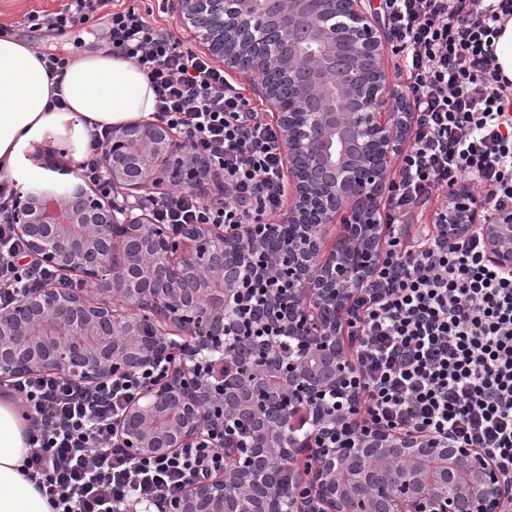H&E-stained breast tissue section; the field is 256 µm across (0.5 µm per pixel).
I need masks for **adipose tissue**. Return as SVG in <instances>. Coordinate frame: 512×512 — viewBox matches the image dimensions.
<instances>
[{"instance_id": "adipose-tissue-1", "label": "adipose tissue", "mask_w": 512, "mask_h": 512, "mask_svg": "<svg viewBox=\"0 0 512 512\" xmlns=\"http://www.w3.org/2000/svg\"><path fill=\"white\" fill-rule=\"evenodd\" d=\"M154 111V94L132 63L99 50L48 72L33 45L0 32V175L15 176L27 150L67 135L88 141L93 125L112 126ZM25 423L16 401L0 399V512H53L23 473Z\"/></svg>"}]
</instances>
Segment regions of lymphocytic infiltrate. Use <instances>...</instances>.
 <instances>
[{"label":"lymphocytic infiltrate","instance_id":"lymphocytic-infiltrate-1","mask_svg":"<svg viewBox=\"0 0 512 512\" xmlns=\"http://www.w3.org/2000/svg\"><path fill=\"white\" fill-rule=\"evenodd\" d=\"M103 8L113 56L136 65L155 94L154 119L183 135L205 163L202 176L223 179L211 201L179 187L145 196L140 209L175 234L189 224H259L276 214L287 183L279 132L210 57L126 0H69L26 20L58 32ZM511 16L512 0H382L411 117L388 209L411 214L474 184L478 204L512 210V81L494 52ZM111 132H91L76 167L77 179L106 197L112 186L99 149ZM17 190L15 181H0V310L21 291L63 283L15 232ZM346 324L368 421L453 434L512 475V272L486 260L480 231L452 240L436 219L393 227ZM154 377L143 369L83 385L45 373L8 384L30 423L25 475L55 512H162L213 462L202 449L137 459L113 436L114 421Z\"/></svg>","mask_w":512,"mask_h":512}]
</instances>
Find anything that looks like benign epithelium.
I'll use <instances>...</instances> for the list:
<instances>
[{"label": "benign epithelium", "mask_w": 512, "mask_h": 512, "mask_svg": "<svg viewBox=\"0 0 512 512\" xmlns=\"http://www.w3.org/2000/svg\"><path fill=\"white\" fill-rule=\"evenodd\" d=\"M192 36L258 79L286 147L294 191L276 223L190 225L175 237L146 213L114 221L112 202L69 181L21 195L15 231L76 288L15 296L0 311V380L51 372L97 384L164 364L114 422L133 457L218 448L165 512H500L512 478L453 436L359 417L345 314L377 254L378 198L399 117L386 111L384 42L363 0H173ZM103 165L139 197L163 183L204 191L181 136L155 121L112 127ZM345 233L322 254L323 227ZM482 231L486 259L512 268V212L460 195L448 241ZM259 294L265 315L247 313ZM306 410L310 435L294 434ZM309 460L300 483L264 499L253 488Z\"/></svg>", "instance_id": "benign-epithelium-1"}]
</instances>
